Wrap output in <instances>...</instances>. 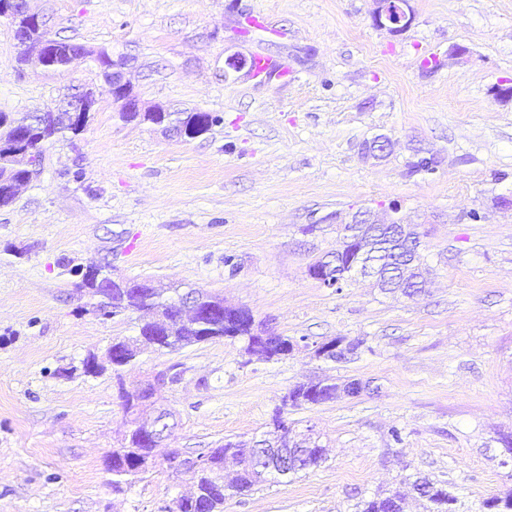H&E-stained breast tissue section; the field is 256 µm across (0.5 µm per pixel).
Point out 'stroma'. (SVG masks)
Returning a JSON list of instances; mask_svg holds the SVG:
<instances>
[{"label":"stroma","mask_w":512,"mask_h":512,"mask_svg":"<svg viewBox=\"0 0 512 512\" xmlns=\"http://www.w3.org/2000/svg\"><path fill=\"white\" fill-rule=\"evenodd\" d=\"M53 34L128 61L141 109H199L196 138L124 121L91 62L60 75L19 66L0 17V112L58 105L93 89L86 130L46 145L36 176L0 207V512H164L189 482L159 464L124 491L107 456L129 430L121 390L174 374L156 400L177 414L168 447L250 442L274 412L317 438L320 467L226 499L224 512H353L420 473L476 512L512 489V0H409L400 33L376 27L374 0H31ZM263 15L277 35L245 27ZM464 54H454V47ZM283 60L287 81L255 82L232 57ZM392 141L379 161L361 144ZM436 172H417L422 156ZM398 207L423 233L425 293L356 279L323 286L311 265L339 244L330 218ZM202 289L250 310L256 330L298 341L280 360L241 340L143 351L113 372V339L137 313L105 319L80 271ZM362 338L343 361L315 355ZM96 356L102 370L85 374ZM362 379L376 390L293 407L295 385ZM400 440H393L392 430Z\"/></svg>","instance_id":"35a3bbf8"}]
</instances>
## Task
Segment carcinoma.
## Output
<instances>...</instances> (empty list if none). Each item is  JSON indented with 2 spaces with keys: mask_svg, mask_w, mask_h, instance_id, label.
<instances>
[{
  "mask_svg": "<svg viewBox=\"0 0 512 512\" xmlns=\"http://www.w3.org/2000/svg\"><path fill=\"white\" fill-rule=\"evenodd\" d=\"M44 32L34 26L27 27L26 38L20 43V61L34 63L49 75H59L68 70L72 61L80 56H89L108 77L106 69L112 67V58L104 50L93 53L84 46L67 41L62 42L54 53L40 49ZM41 120L36 126L26 125L28 114L0 112V206L10 204L19 191L32 179L30 155L40 152L43 143L52 142L59 136L82 132L80 119L58 109L40 111ZM79 287L88 290L95 298V312L109 319L127 311H150L154 314L139 328L134 339L119 340L123 354L114 371L132 364L141 349L150 347L157 351H176L216 339L224 334V319L221 317H192L183 314L176 306L179 289L157 287L142 282L112 281L105 288H97L93 280L86 279ZM320 388L303 391V385L295 386L291 405L320 404L336 399L337 383L333 380L319 382ZM150 395L141 393L135 397L125 394L124 409L133 416V421H143L153 409ZM241 445L226 440L215 448H205L197 456L205 459L204 465L188 472L194 484V491L176 500L169 512H224L226 496L242 495L252 490L266 477L258 475L255 466L240 455ZM156 459L155 449L147 442L141 429L133 427L125 435L121 446L112 449L108 458V470L112 471V489L120 492L132 483L133 477L148 471L147 459ZM231 458L240 469L230 480H224V462ZM414 483L421 487V497L430 503L429 512H454L452 505L456 498L448 489L425 478H416ZM484 512H512V490L503 496L494 495L482 503ZM355 512H403L402 496L395 492L387 496H376L355 504Z\"/></svg>",
  "mask_w": 512,
  "mask_h": 512,
  "instance_id": "1",
  "label": "carcinoma"
}]
</instances>
